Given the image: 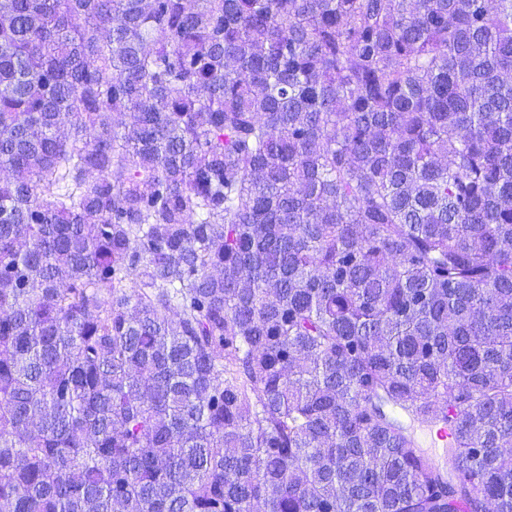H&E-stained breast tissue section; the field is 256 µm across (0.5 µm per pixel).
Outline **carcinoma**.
I'll return each instance as SVG.
<instances>
[{
    "label": "carcinoma",
    "mask_w": 512,
    "mask_h": 512,
    "mask_svg": "<svg viewBox=\"0 0 512 512\" xmlns=\"http://www.w3.org/2000/svg\"><path fill=\"white\" fill-rule=\"evenodd\" d=\"M0 167V512H512V0H0ZM402 420H404V425L407 428L408 433L412 436L414 439L416 448L426 456H429L430 454L436 455L440 462V466H444L447 463L448 456L446 454V449L442 453L439 454L436 451V448H441V446H436L432 442L431 435L436 437L437 441H440L443 443L444 448L448 447V438L451 437V433L448 430V424L443 423L441 426H430V433L427 430V424L418 421L413 420L412 417L402 415ZM436 440L434 442L436 443Z\"/></svg>",
    "instance_id": "cac0c4a2"
}]
</instances>
